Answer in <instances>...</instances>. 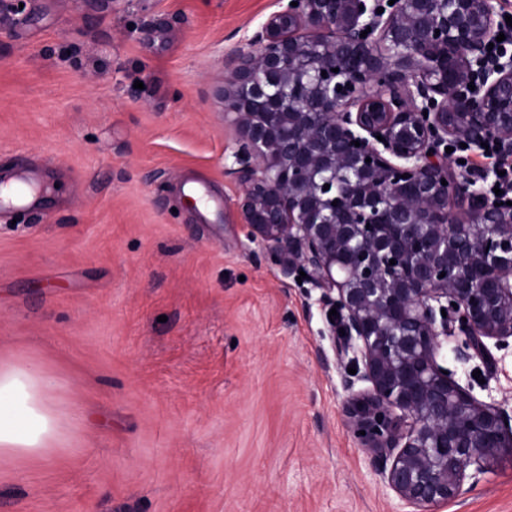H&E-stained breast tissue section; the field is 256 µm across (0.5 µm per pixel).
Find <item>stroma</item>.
I'll list each match as a JSON object with an SVG mask.
<instances>
[{"label":"stroma","instance_id":"1","mask_svg":"<svg viewBox=\"0 0 512 512\" xmlns=\"http://www.w3.org/2000/svg\"><path fill=\"white\" fill-rule=\"evenodd\" d=\"M279 0H28L0 29V364L52 380V462L0 512H411L347 431L318 290L247 238L225 55ZM447 366L512 405V345ZM439 512H512V455Z\"/></svg>","mask_w":512,"mask_h":512}]
</instances>
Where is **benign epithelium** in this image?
<instances>
[{"mask_svg": "<svg viewBox=\"0 0 512 512\" xmlns=\"http://www.w3.org/2000/svg\"><path fill=\"white\" fill-rule=\"evenodd\" d=\"M297 2L225 58L238 210L281 273L305 272L336 309L332 349L356 370L345 425L374 474L428 512L512 452V411L439 363L450 336L456 361L490 369L487 341H512V198H489L446 153L492 143L512 157V60L488 56L499 0ZM21 3L0 0V26Z\"/></svg>", "mask_w": 512, "mask_h": 512, "instance_id": "obj_1", "label": "benign epithelium"}]
</instances>
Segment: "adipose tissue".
Listing matches in <instances>:
<instances>
[{
  "mask_svg": "<svg viewBox=\"0 0 512 512\" xmlns=\"http://www.w3.org/2000/svg\"><path fill=\"white\" fill-rule=\"evenodd\" d=\"M50 385L35 366H0V457H49L60 434Z\"/></svg>",
  "mask_w": 512,
  "mask_h": 512,
  "instance_id": "ef3b65f1",
  "label": "adipose tissue"
}]
</instances>
